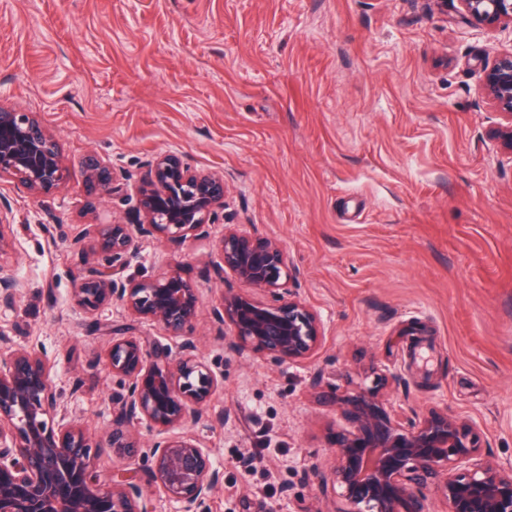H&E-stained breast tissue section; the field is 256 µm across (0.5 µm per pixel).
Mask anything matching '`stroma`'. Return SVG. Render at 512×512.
<instances>
[{
    "label": "stroma",
    "mask_w": 512,
    "mask_h": 512,
    "mask_svg": "<svg viewBox=\"0 0 512 512\" xmlns=\"http://www.w3.org/2000/svg\"><path fill=\"white\" fill-rule=\"evenodd\" d=\"M511 49L512 33L472 30L457 0H0V106L39 113L69 162L65 185L37 198L0 179V262L23 284L0 305V347L44 350L70 416L105 437L120 390L108 326L176 342L118 304L77 310L81 256L44 227L135 223L136 191L87 192L88 152L135 181L175 153L223 172L224 217L142 240L127 272L172 270L198 290L196 354L224 379L195 429L223 474L209 512H336L319 476L346 424L323 398L359 369L387 380L394 413L469 419L512 466V161L488 138L497 115L481 91L484 66ZM228 224L282 245L323 322L314 358L233 350L213 322L221 294L245 290L208 276ZM151 465L101 459L149 512H183Z\"/></svg>",
    "instance_id": "obj_1"
}]
</instances>
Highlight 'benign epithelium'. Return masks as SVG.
Masks as SVG:
<instances>
[{
	"instance_id": "benign-epithelium-1",
	"label": "benign epithelium",
	"mask_w": 512,
	"mask_h": 512,
	"mask_svg": "<svg viewBox=\"0 0 512 512\" xmlns=\"http://www.w3.org/2000/svg\"><path fill=\"white\" fill-rule=\"evenodd\" d=\"M477 28L512 30V0H458ZM482 92L498 123L488 137L512 156V51L484 69ZM91 193L124 194L126 175L90 153L82 160ZM67 166L55 135L33 112L0 106V177L38 196L59 188ZM222 172L193 169L175 153L157 155L136 186L135 224H95L72 237L84 266L73 291L75 307L95 315L118 302L133 316L161 325L180 338L193 330L195 286L176 274L162 279L125 275L139 239L183 240L205 232L224 213ZM219 279L231 271L247 288L269 296L223 294L211 311L231 326V347L248 348L275 362L313 357L323 341L320 317L291 288L297 272L277 241L228 224L219 243ZM21 284L0 264V302L13 304ZM107 359L125 393L112 399L111 448H135L131 423L145 418L171 435L149 446L151 482L170 500L195 512L222 481L193 430L212 420L207 402L224 385L195 355L186 339L181 354L117 325L110 329ZM53 364L31 348L0 353V512H147L141 489L121 470L101 480L103 448L88 429L61 408L52 385ZM381 377L370 386L330 398L350 429L336 436L334 463L320 475L346 507L339 512H430L425 489L436 484L448 512H512V467L485 457L472 421L446 411L405 420L389 411Z\"/></svg>"
}]
</instances>
